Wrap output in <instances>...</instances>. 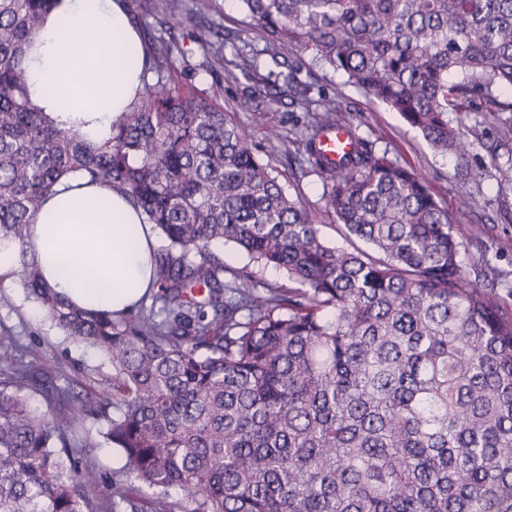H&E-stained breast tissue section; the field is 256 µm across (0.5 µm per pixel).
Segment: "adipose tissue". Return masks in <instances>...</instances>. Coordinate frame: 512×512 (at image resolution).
Listing matches in <instances>:
<instances>
[{
  "label": "adipose tissue",
  "instance_id": "1",
  "mask_svg": "<svg viewBox=\"0 0 512 512\" xmlns=\"http://www.w3.org/2000/svg\"><path fill=\"white\" fill-rule=\"evenodd\" d=\"M142 47L124 0H57L25 64L32 105L59 123L99 135L126 111L142 83ZM95 68L100 80L84 87ZM142 217L124 195L93 184L59 186L30 226L44 280L86 310L122 313L145 296L156 240L136 234Z\"/></svg>",
  "mask_w": 512,
  "mask_h": 512
}]
</instances>
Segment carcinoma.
Here are the masks:
<instances>
[{"instance_id": "cac0c4a2", "label": "carcinoma", "mask_w": 512, "mask_h": 512, "mask_svg": "<svg viewBox=\"0 0 512 512\" xmlns=\"http://www.w3.org/2000/svg\"><path fill=\"white\" fill-rule=\"evenodd\" d=\"M142 34L143 87L102 141L30 102L24 53L55 0H0V239L10 271L73 340L112 360L108 390L26 391L45 379L0 368V512H512V309L487 265L471 288L459 210L350 127L351 151L320 147L344 123L317 100L303 60L399 113L455 177L480 190L488 167L448 113H512V0H237L253 37L224 58L219 30L194 35L211 91L176 81L174 25L188 0H124ZM264 47H259L258 42ZM281 58L282 83L258 61ZM314 112L302 163L322 183L320 213L286 193L224 106L217 68ZM501 119L491 154L508 151ZM65 179L126 195L168 241L157 251L160 308L121 318L64 301L43 279L27 230ZM363 246L330 247L320 219ZM286 271L288 285L229 269L215 242ZM123 483L102 482L79 419L105 413ZM151 493H145V490Z\"/></svg>"}]
</instances>
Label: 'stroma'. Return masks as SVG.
Segmentation results:
<instances>
[{
    "instance_id": "obj_1",
    "label": "stroma",
    "mask_w": 512,
    "mask_h": 512,
    "mask_svg": "<svg viewBox=\"0 0 512 512\" xmlns=\"http://www.w3.org/2000/svg\"><path fill=\"white\" fill-rule=\"evenodd\" d=\"M194 2L201 9V24L221 25L223 34L230 39L240 35L244 15L236 0ZM310 77L317 87L340 94L346 121L361 135L388 148L398 163L426 178L437 200L456 204L463 188L454 179L452 158L435 152L396 112L348 84L344 74L314 66ZM251 94V89L245 86L225 83V111L251 134L261 157L277 168L287 192L300 196L312 211H319L324 204L319 179L289 166L283 146L264 138L267 125L291 129L300 117L299 110L284 99L257 111L249 103ZM474 153L487 165L490 176L457 226V237L466 248L463 260L469 267L489 261L503 283L512 285V219L501 209L502 204L512 205V167L505 159H492L484 147H475ZM0 292L12 299L11 306L0 308V331H9L19 344L17 352L0 351V366L19 357L54 386L77 391L84 387L107 389L112 380V365L104 353L66 336L37 308L16 278L1 275Z\"/></svg>"
}]
</instances>
